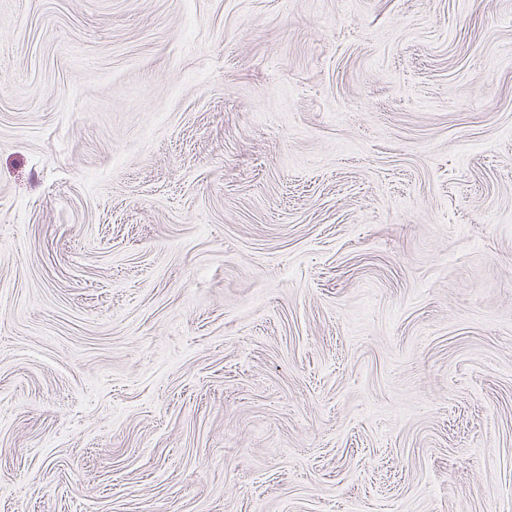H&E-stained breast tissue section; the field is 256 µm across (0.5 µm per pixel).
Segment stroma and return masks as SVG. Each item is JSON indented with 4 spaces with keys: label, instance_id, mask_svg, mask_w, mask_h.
Listing matches in <instances>:
<instances>
[{
    "label": "stroma",
    "instance_id": "35a3bbf8",
    "mask_svg": "<svg viewBox=\"0 0 512 512\" xmlns=\"http://www.w3.org/2000/svg\"><path fill=\"white\" fill-rule=\"evenodd\" d=\"M0 512H512V0H0Z\"/></svg>",
    "mask_w": 512,
    "mask_h": 512
}]
</instances>
